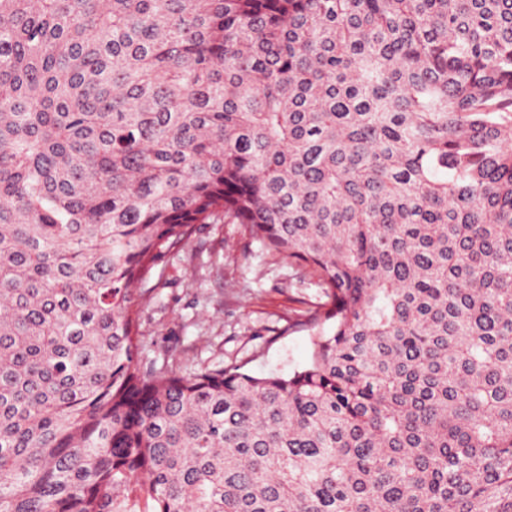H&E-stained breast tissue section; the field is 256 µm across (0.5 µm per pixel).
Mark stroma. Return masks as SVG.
I'll list each match as a JSON object with an SVG mask.
<instances>
[{"label": "stroma", "mask_w": 512, "mask_h": 512, "mask_svg": "<svg viewBox=\"0 0 512 512\" xmlns=\"http://www.w3.org/2000/svg\"><path fill=\"white\" fill-rule=\"evenodd\" d=\"M327 298L245 224H196L141 290L140 358L184 373H288L312 356Z\"/></svg>", "instance_id": "35a3bbf8"}]
</instances>
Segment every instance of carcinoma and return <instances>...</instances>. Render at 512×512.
<instances>
[{"mask_svg":"<svg viewBox=\"0 0 512 512\" xmlns=\"http://www.w3.org/2000/svg\"><path fill=\"white\" fill-rule=\"evenodd\" d=\"M247 224L311 363L139 359ZM512 512V0H0V512Z\"/></svg>","mask_w":512,"mask_h":512,"instance_id":"cac0c4a2","label":"carcinoma"}]
</instances>
